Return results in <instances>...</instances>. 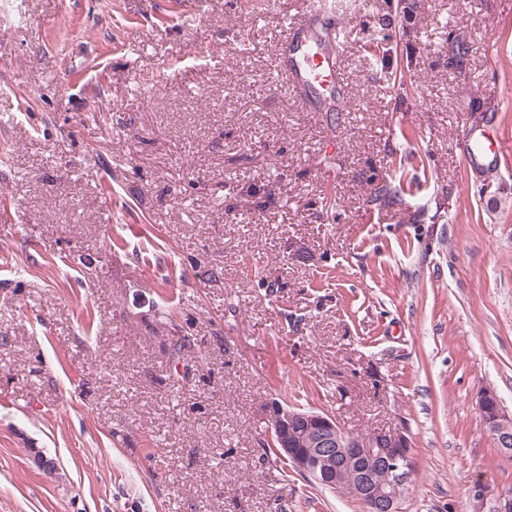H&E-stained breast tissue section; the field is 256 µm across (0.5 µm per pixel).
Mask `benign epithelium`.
<instances>
[{"label": "benign epithelium", "instance_id": "benign-epithelium-1", "mask_svg": "<svg viewBox=\"0 0 512 512\" xmlns=\"http://www.w3.org/2000/svg\"><path fill=\"white\" fill-rule=\"evenodd\" d=\"M486 392L480 399L485 429L498 447L512 451V415L502 408H487ZM272 439L279 456L315 481L337 479L356 470V498L364 512H396V502L408 476L410 448L400 433L375 432L360 438L345 432L336 418L315 411L301 412L274 403L268 409ZM386 481H376V472Z\"/></svg>", "mask_w": 512, "mask_h": 512}]
</instances>
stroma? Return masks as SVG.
Returning a JSON list of instances; mask_svg holds the SVG:
<instances>
[{
	"mask_svg": "<svg viewBox=\"0 0 512 512\" xmlns=\"http://www.w3.org/2000/svg\"><path fill=\"white\" fill-rule=\"evenodd\" d=\"M299 2L0 0V512H363L266 454L273 401L404 434L396 512L512 491V162L463 139L512 144V0L339 10L328 112ZM332 13L322 0L302 2V8L294 21L287 24L282 43L284 68L292 82V90L300 91L313 102V95L327 94L336 97V105L341 99L342 80L340 63L339 29H330L323 38L311 39V28L322 24L324 16ZM314 103V102H313ZM468 156L470 161L481 164L485 161L501 162L505 159L504 143L499 139L490 138L483 129L471 128L466 136ZM371 202L384 206H397L404 203L403 196L399 187L392 182H380L373 189ZM490 392H485L480 399V410L483 417L485 429L491 434L498 448L507 452L512 451V415L506 413L497 405L493 410L487 408V399L491 397Z\"/></svg>",
	"mask_w": 512,
	"mask_h": 512,
	"instance_id": "35a3bbf8",
	"label": "stroma"
}]
</instances>
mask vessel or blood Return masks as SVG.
Segmentation results:
<instances>
[{
  "label": "vessel or blood",
  "mask_w": 512,
  "mask_h": 512,
  "mask_svg": "<svg viewBox=\"0 0 512 512\" xmlns=\"http://www.w3.org/2000/svg\"><path fill=\"white\" fill-rule=\"evenodd\" d=\"M329 10L325 0H304L301 10L285 31L282 43L284 68L293 91L306 97L339 96L342 80L340 63V30H330L324 37L310 38L311 28L322 22ZM471 162L504 160L501 140L490 138L485 130L472 129L466 134Z\"/></svg>",
  "instance_id": "vessel-or-blood-1"
}]
</instances>
